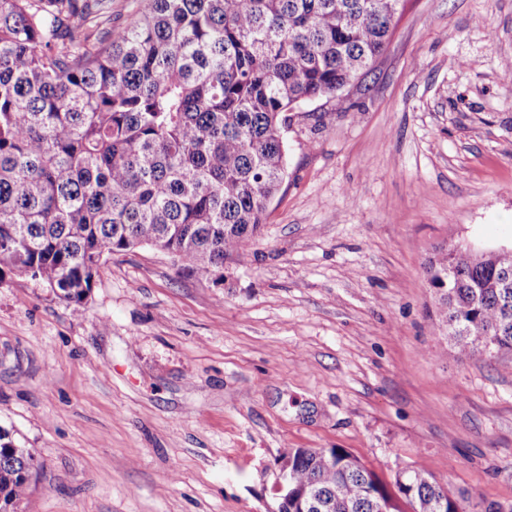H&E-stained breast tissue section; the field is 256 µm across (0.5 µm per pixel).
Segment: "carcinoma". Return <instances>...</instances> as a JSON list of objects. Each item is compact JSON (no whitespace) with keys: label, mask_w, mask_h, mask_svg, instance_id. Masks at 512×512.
Returning a JSON list of instances; mask_svg holds the SVG:
<instances>
[{"label":"carcinoma","mask_w":512,"mask_h":512,"mask_svg":"<svg viewBox=\"0 0 512 512\" xmlns=\"http://www.w3.org/2000/svg\"><path fill=\"white\" fill-rule=\"evenodd\" d=\"M403 0H0V277L78 308L104 256L150 246L224 269L286 176L290 112L370 70ZM443 336L468 358L512 353V247L425 266ZM33 448L0 444V512L27 493ZM309 512H468L422 469L387 484L342 448L293 451Z\"/></svg>","instance_id":"obj_1"}]
</instances>
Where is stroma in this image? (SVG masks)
Segmentation results:
<instances>
[{
	"label": "stroma",
	"instance_id": "obj_1",
	"mask_svg": "<svg viewBox=\"0 0 512 512\" xmlns=\"http://www.w3.org/2000/svg\"><path fill=\"white\" fill-rule=\"evenodd\" d=\"M512 0H404L372 73L302 104L260 234L214 277L107 256L81 312L0 278L17 512H275L279 461L342 448L512 507V353L450 348L424 266L512 245Z\"/></svg>",
	"mask_w": 512,
	"mask_h": 512
}]
</instances>
